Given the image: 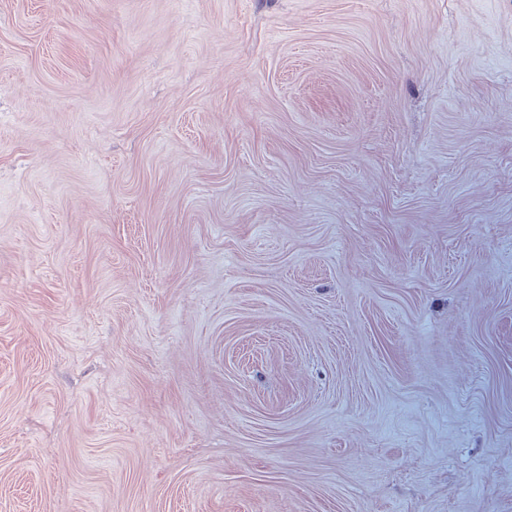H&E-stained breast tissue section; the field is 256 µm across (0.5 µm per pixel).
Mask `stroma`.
Returning a JSON list of instances; mask_svg holds the SVG:
<instances>
[{"mask_svg": "<svg viewBox=\"0 0 512 512\" xmlns=\"http://www.w3.org/2000/svg\"><path fill=\"white\" fill-rule=\"evenodd\" d=\"M0 512H512V0H0Z\"/></svg>", "mask_w": 512, "mask_h": 512, "instance_id": "stroma-1", "label": "stroma"}]
</instances>
